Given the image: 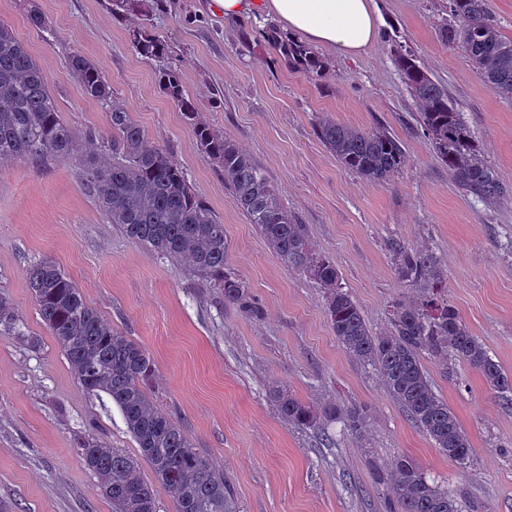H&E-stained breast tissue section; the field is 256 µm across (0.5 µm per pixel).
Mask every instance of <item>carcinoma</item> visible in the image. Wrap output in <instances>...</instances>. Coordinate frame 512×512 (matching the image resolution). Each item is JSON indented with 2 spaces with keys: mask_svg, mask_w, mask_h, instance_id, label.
<instances>
[{
  "mask_svg": "<svg viewBox=\"0 0 512 512\" xmlns=\"http://www.w3.org/2000/svg\"><path fill=\"white\" fill-rule=\"evenodd\" d=\"M165 2L106 0L116 18L131 12L143 17L134 47L144 58L169 56L168 45L151 31L153 11ZM441 2L438 38L460 49L492 92L512 101V40L502 35L489 0ZM27 16L36 28L51 31L37 0H28ZM259 40L288 67L314 80L323 77L324 60L275 23L267 20L243 28V48L248 50ZM394 62L420 106L422 133L457 186L486 206L512 197V187L501 182L472 143L448 89L418 65L411 52L396 50ZM68 66L84 93L108 113L109 130L91 144L89 152L95 158L84 171L86 188L108 223L118 226L128 239L187 267L246 318H262L258 300L226 268L223 222L195 191L183 169L165 150L147 143L144 132L94 62L74 49ZM159 84L192 130L199 150L224 175V188L233 204L256 226L268 249L287 268L323 289L327 319L346 352L375 368L408 420L448 459L467 464L469 439L448 403L434 390L423 357L441 360L449 373L454 366L448 360L465 363L479 371L490 389L506 401L512 394V377L502 372L459 312L441 297L445 275L436 254L409 247L397 238L387 242L398 278L409 287L425 289L426 295L393 303L389 330L374 332L352 295L341 286L336 266L312 249L306 226L288 210L265 170L202 119L201 107L186 93L176 66L159 71ZM316 134L345 169L368 182H392L408 162L404 144L384 126L364 130L320 121ZM77 151L78 144L61 116L47 75L12 29L0 23V170L25 161H65ZM26 279L42 321L75 379L86 389L112 399L153 472L155 482L151 483L133 458L93 434L77 436V453L97 475L99 491L112 504V512H157L156 483L172 498L175 512H237L224 471L214 467L156 404L152 396L156 365L151 353L112 327L53 261L31 264ZM0 336L36 344L2 293ZM273 393L284 421L319 432L328 444L333 441L329 426L336 422L355 434L363 428L360 409L342 411L334 404L307 402L285 389ZM390 483L392 495L386 512H461L457 497L409 459L396 462Z\"/></svg>",
  "mask_w": 512,
  "mask_h": 512,
  "instance_id": "1",
  "label": "carcinoma"
}]
</instances>
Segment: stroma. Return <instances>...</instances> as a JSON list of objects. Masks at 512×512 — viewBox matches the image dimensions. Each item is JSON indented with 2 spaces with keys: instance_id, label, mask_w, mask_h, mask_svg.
<instances>
[{
  "instance_id": "35a3bbf8",
  "label": "stroma",
  "mask_w": 512,
  "mask_h": 512,
  "mask_svg": "<svg viewBox=\"0 0 512 512\" xmlns=\"http://www.w3.org/2000/svg\"><path fill=\"white\" fill-rule=\"evenodd\" d=\"M38 4L51 32L29 24L23 0H0V22L48 75L77 142L105 132L108 117L69 70L74 48L98 65L148 142L171 154L220 217L226 265L264 317L245 319L185 267L109 224L84 184L85 152L0 170V292L36 339L30 345L0 336V507L112 512L74 438L91 432L139 455L111 398L76 381L39 316L25 271L46 257L113 327L152 354L154 399L223 469L239 512H384L390 474L403 456L454 491L465 512H512V405L480 372L460 364L450 375L425 359L472 448V463L449 460L407 419L378 372L339 344L322 289L282 265L234 206L216 164L160 91L159 60L133 47L140 15L114 20L104 0ZM374 4L376 41L356 57L321 49L328 71L318 82L265 47L243 52L242 21H224L207 0H167L152 24L204 119L265 169L373 331H387L391 304L414 294L400 282L386 241L426 247L442 264L449 304L512 377V198L487 208L456 187L420 130L394 53L406 47L447 87L475 144L510 186L512 102L491 92L460 50L438 40L432 0ZM324 118L362 128L383 123L404 143L407 167L387 184L348 172L315 134ZM277 387L308 402L363 408L365 426L353 434L333 425V441L324 443L280 418Z\"/></svg>"
}]
</instances>
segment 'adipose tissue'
Segmentation results:
<instances>
[{"mask_svg":"<svg viewBox=\"0 0 512 512\" xmlns=\"http://www.w3.org/2000/svg\"><path fill=\"white\" fill-rule=\"evenodd\" d=\"M227 19L268 16L306 42L339 54L363 53L378 35L373 0H210Z\"/></svg>","mask_w":512,"mask_h":512,"instance_id":"1","label":"adipose tissue"}]
</instances>
